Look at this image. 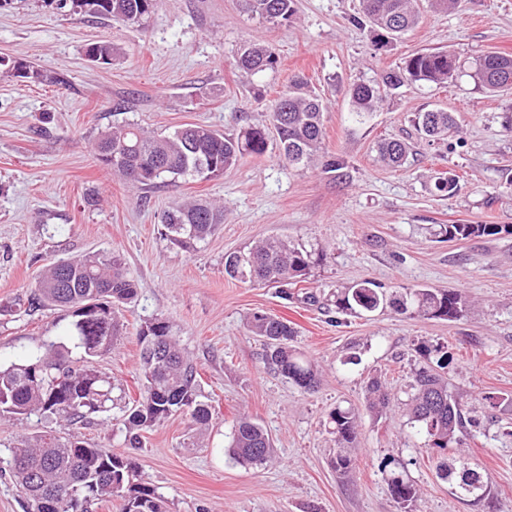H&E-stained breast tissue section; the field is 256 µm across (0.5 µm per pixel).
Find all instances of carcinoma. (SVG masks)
<instances>
[{"label":"carcinoma","instance_id":"obj_1","mask_svg":"<svg viewBox=\"0 0 512 512\" xmlns=\"http://www.w3.org/2000/svg\"><path fill=\"white\" fill-rule=\"evenodd\" d=\"M157 0H59L99 16L135 25L150 14ZM245 10L269 22L286 24L296 13V0H241ZM361 11L350 18L352 25L369 28L376 42L386 46L418 25L416 0H360ZM96 64H112L113 48L97 42L86 48ZM276 49L267 43L249 45L236 60L239 69L256 75L275 69ZM28 73L21 78L40 84H64V76L50 74L25 61ZM469 78L474 88L490 95L512 92V55L489 52L467 59L444 50H424L407 56L396 69L382 71L348 92L350 112L362 120L392 91L409 84L446 86ZM323 100L306 90L298 76L288 92L275 99L266 120L249 124L237 134H226L204 124H188L168 134H151L127 124L101 132L95 144L97 160L126 183L152 187L166 179L184 176L213 178L224 174L245 155L261 157L269 149L268 128L276 133L279 160L290 167L312 162L324 137ZM423 139L441 140L456 131L453 113L432 108L415 116ZM389 167L405 164L412 146L405 140L384 141L378 147ZM224 223V209L206 201L179 202L160 216L161 235L171 244L193 251L214 235ZM512 234L511 224H441L438 234L448 240ZM316 259L314 253L285 239L268 237L246 250L224 257V274L241 282L279 289L286 301L294 289L308 282ZM137 294V282L122 259L97 252L78 259L50 264L37 284L35 304L57 307L71 313L63 331L66 341L51 343L21 363L0 367V416H53L63 421L84 420L114 406L115 385L92 364L112 350L124 323L119 310ZM336 311L342 314L374 312L391 307L427 320L456 321L463 316L462 295L434 288H407L388 296L380 286L363 281L336 293ZM252 335L265 345L263 360L269 368L304 390L317 386V372L293 345L297 330L290 321L266 312L248 317ZM137 339L142 348L139 398L123 406L125 442L140 445V433L178 410L189 412L199 426L211 423V407L201 400L199 371L184 354L169 322L156 317L142 325ZM422 358L414 368L407 392L408 422L425 435L435 460L437 474L453 480L461 491L479 501H491L488 478L465 461L453 463L448 451L460 448L466 437L481 432L482 417L489 412L512 411V394L488 392L480 406L468 402L448 382L450 358L425 343L414 346ZM367 405L373 411L389 407L390 396L376 379L367 385ZM329 424L341 448L336 470L345 474L352 459L345 449L353 447L358 421L349 408L329 413ZM228 452L240 464L263 466L273 455L272 441L264 428L243 414L233 423ZM7 467L24 493L30 512H89L96 501L118 498L120 512H166L165 499L157 489L138 477L136 468L120 453L74 441L45 431L23 437L9 449ZM394 500L408 507L418 497L416 486L400 476L389 478Z\"/></svg>","mask_w":512,"mask_h":512}]
</instances>
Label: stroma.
I'll return each mask as SVG.
<instances>
[{"label":"stroma","instance_id":"obj_1","mask_svg":"<svg viewBox=\"0 0 512 512\" xmlns=\"http://www.w3.org/2000/svg\"><path fill=\"white\" fill-rule=\"evenodd\" d=\"M358 7L359 0H297L285 25L246 12L240 0H158L138 25L76 13L57 0H11L0 9V57L67 79L28 83L0 69V364L61 339L64 311L27 306L46 265L114 254L136 279L138 296L98 368L136 391L137 332L144 321L166 318L197 364L213 411L202 432L175 412L143 431L141 447L132 449L117 409L106 420L68 424L38 415L5 419L1 458L19 436L57 430L128 453L167 498L169 512H400L386 480L390 471L418 488L412 512H512V440L497 436L511 413L486 422L457 452L488 475L487 506L437 476L404 407L420 361L413 347L421 342L448 352L449 381L470 399L512 393V235L448 242L435 233L441 224H512V136L502 129L512 97L485 95L466 79L406 85L357 122L347 96L354 84L424 49L512 54V0H462L458 13L421 0L415 29L381 49L350 24ZM100 41L114 48L111 64L84 55L87 44ZM252 41L274 46L275 70L249 76L237 69ZM298 75L324 100L322 150L346 159L344 176L315 162L285 166L272 149L242 157L219 177L144 189L126 184L93 154L102 130L128 123L159 133L194 123L239 132L262 120ZM435 106L455 115V141L417 138L415 113ZM409 137L417 158L398 170L385 167L379 144ZM448 170L460 177L450 198L434 189L439 172ZM188 200L224 207L219 230L193 252L166 240L159 223L170 204ZM268 236L321 253L304 285L315 301L287 302L276 289L225 276V254ZM364 280L389 292L455 290L466 313L453 322L388 307L359 317L337 313L331 295ZM257 310L295 324L294 344L318 371L315 391L264 365V347L246 324ZM352 355L357 363H349ZM373 378L392 398L379 414L366 408ZM339 406L354 409L360 421L346 475L332 465L337 445L328 428V414ZM243 413L273 440L274 458L264 466L239 464L227 453L233 421Z\"/></svg>","mask_w":512,"mask_h":512}]
</instances>
